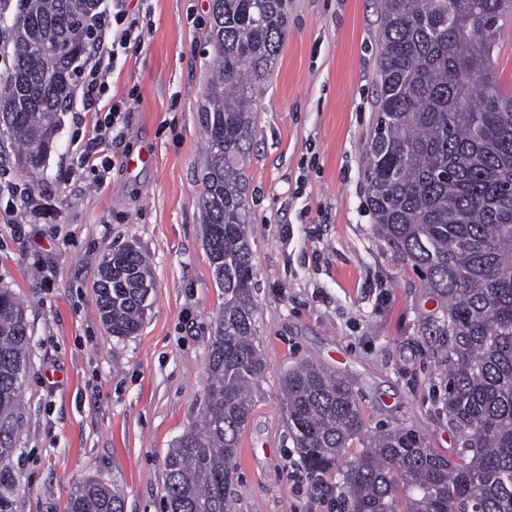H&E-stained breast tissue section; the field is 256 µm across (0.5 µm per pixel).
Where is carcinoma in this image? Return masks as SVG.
Masks as SVG:
<instances>
[{"label":"carcinoma","instance_id":"obj_1","mask_svg":"<svg viewBox=\"0 0 512 512\" xmlns=\"http://www.w3.org/2000/svg\"><path fill=\"white\" fill-rule=\"evenodd\" d=\"M99 0H21L13 64L0 75V130L33 174L45 167L72 104ZM376 125L364 176L376 234L427 283L424 321L445 369L444 409L458 448H430L413 428L371 433L358 396L310 361L281 382L283 409L314 474L342 472L343 512H512V92L494 52L512 0H382ZM288 29V0H212L215 56L199 111L207 161L206 251L224 294L202 409L164 458L169 512H236L228 486L265 372L257 343L247 163L254 87ZM154 283L145 257L110 253L95 284L101 321L134 335ZM22 306L0 290V463L11 452L25 366ZM361 451L349 455V448ZM63 512H124V498L79 481Z\"/></svg>","mask_w":512,"mask_h":512}]
</instances>
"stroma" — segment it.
Listing matches in <instances>:
<instances>
[{"label":"stroma","instance_id":"stroma-1","mask_svg":"<svg viewBox=\"0 0 512 512\" xmlns=\"http://www.w3.org/2000/svg\"><path fill=\"white\" fill-rule=\"evenodd\" d=\"M141 38L119 50L96 108L61 115L39 186L0 137V289L25 310L28 361L0 512H62L93 476L124 512H167L164 457L202 408L224 301L204 247L198 112L213 48L210 0H128ZM381 0H288V31L257 91L248 166L259 345L266 370L240 436L236 512H328L292 477L301 458L280 386L302 361L358 393L367 428L412 427L455 446L443 374L421 333L436 307L373 230L364 178L373 133ZM126 113L88 166L78 158L114 103ZM137 155L135 169L125 160ZM131 245L155 279L139 331L95 310L99 267Z\"/></svg>","mask_w":512,"mask_h":512}]
</instances>
